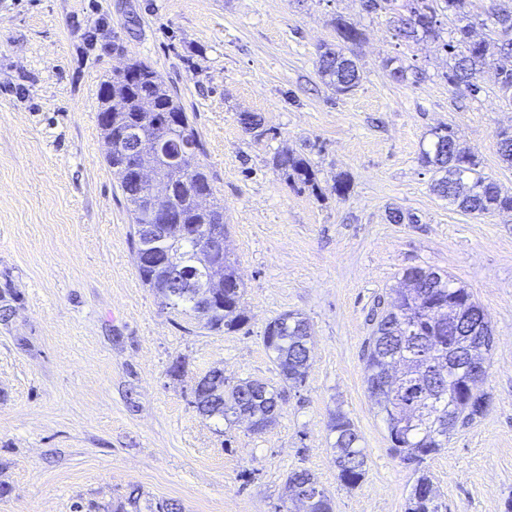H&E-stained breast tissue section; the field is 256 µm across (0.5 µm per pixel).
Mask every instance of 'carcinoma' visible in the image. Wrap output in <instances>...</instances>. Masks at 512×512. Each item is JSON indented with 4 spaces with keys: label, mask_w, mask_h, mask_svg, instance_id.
Returning a JSON list of instances; mask_svg holds the SVG:
<instances>
[{
    "label": "carcinoma",
    "mask_w": 512,
    "mask_h": 512,
    "mask_svg": "<svg viewBox=\"0 0 512 512\" xmlns=\"http://www.w3.org/2000/svg\"><path fill=\"white\" fill-rule=\"evenodd\" d=\"M485 18L473 21L471 0H406L403 10L393 20L394 37L405 40L441 39L439 17L454 23L452 36L443 43L451 64L446 78L458 90L475 98L481 91V73L495 68L500 91L512 102V21L500 15L501 4L490 0ZM492 25L493 37L474 38L476 25ZM337 48H319V72L332 90L344 95L360 82V72L353 56L344 50L361 42L362 33L338 15L332 19ZM385 68L397 82L407 80L411 66L397 57L385 60ZM112 93L99 95V111L112 113V129H102L111 143L106 161L130 206L133 219V244L152 234L149 224L140 223L137 211L144 203V188L125 175L123 150L127 131L136 130L145 141L160 146L168 154L180 151L181 141L171 126V116H181L184 130L194 145L191 162L182 167L160 162L157 176L168 205L180 216L171 226L167 239L160 242L158 265L136 263L142 282L162 300L176 306L190 305V310L206 319L213 330L236 331L247 324L241 309L243 284L235 262L224 249V204L218 200L208 207L200 200L213 196L211 179L199 163L203 148L180 103L170 93L158 72L142 60L131 59L121 71L102 83ZM433 150L423 153L422 162L439 178L433 191L460 208L478 215L512 213V193L484 177L471 152L461 148L446 126L431 131ZM500 158L512 165V131L498 133ZM275 167L304 185L314 184V171L308 159L292 152L280 153ZM189 225L209 231L207 242L214 253L213 263L199 257L195 245L184 239ZM192 266L196 277L182 283L168 275V264ZM263 343L273 354V361L284 382L302 384L307 375L311 347L309 324L298 313H284L271 320L264 330ZM492 332L488 314L476 303L467 288L453 286L447 274L433 269L412 267L402 277V287L394 290L389 308L383 311L370 336L364 358L366 383L382 371L385 361L397 359L400 371L394 389L374 400L377 412L386 422L391 451L402 461L419 464L426 457L447 447L448 437L461 420H470L484 411L483 394L471 397L462 392L468 375L448 372V360L482 365L488 362ZM203 389L194 391L197 410L224 420L246 418L254 430L262 431L275 422L282 392L259 379H243L225 384L224 373L211 370L201 378ZM330 434L336 456L338 478L348 486L358 485L366 473L367 456L362 437L353 422L342 412L332 414ZM289 484L305 485L310 500L304 512H331V499L313 474L293 470ZM406 512H439L437 494L431 479L420 475L408 497Z\"/></svg>",
    "instance_id": "carcinoma-1"
}]
</instances>
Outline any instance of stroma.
<instances>
[{"label": "stroma", "instance_id": "obj_1", "mask_svg": "<svg viewBox=\"0 0 512 512\" xmlns=\"http://www.w3.org/2000/svg\"><path fill=\"white\" fill-rule=\"evenodd\" d=\"M338 15L363 34L361 80L345 96L318 71ZM389 57L417 77L392 80ZM132 58L161 75L204 145L244 283L241 330L162 303L136 270L97 122L102 82ZM448 63L439 43L396 39L389 14L360 0H0V512L109 508L134 487L144 507L286 512L299 469L333 512H406L417 474L390 449L362 353L373 314L415 266L465 285L493 335L483 413L422 467L440 512H512V216L448 203L421 161L448 126L512 192L496 137L512 103L491 70L478 97L456 90ZM286 150L310 160L318 190L276 169ZM394 209L411 221L391 223ZM285 312L310 325L297 387L263 343ZM215 368L282 389L275 423L255 432L200 415L193 388ZM337 411L367 454L354 487L331 448Z\"/></svg>", "mask_w": 512, "mask_h": 512}]
</instances>
